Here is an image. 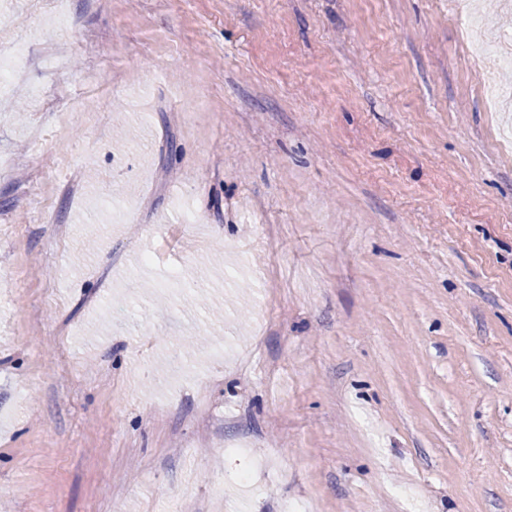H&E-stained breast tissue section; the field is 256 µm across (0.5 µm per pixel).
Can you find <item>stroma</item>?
<instances>
[{
    "label": "stroma",
    "mask_w": 512,
    "mask_h": 512,
    "mask_svg": "<svg viewBox=\"0 0 512 512\" xmlns=\"http://www.w3.org/2000/svg\"><path fill=\"white\" fill-rule=\"evenodd\" d=\"M63 10L0 0V512H512V0Z\"/></svg>",
    "instance_id": "35a3bbf8"
}]
</instances>
